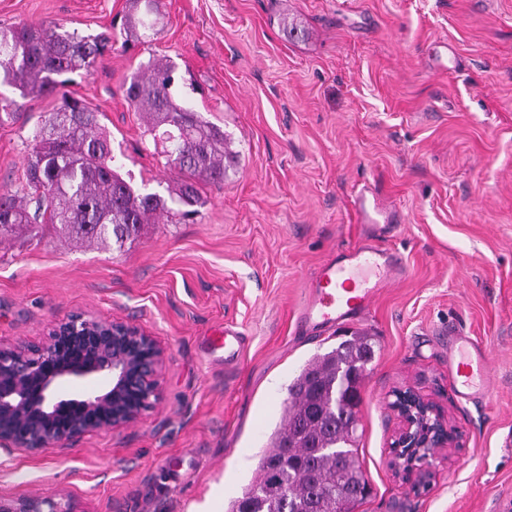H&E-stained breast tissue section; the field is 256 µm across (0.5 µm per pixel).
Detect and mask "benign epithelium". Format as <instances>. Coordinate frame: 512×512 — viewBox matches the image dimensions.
<instances>
[{
	"instance_id": "7a95c632",
	"label": "benign epithelium",
	"mask_w": 512,
	"mask_h": 512,
	"mask_svg": "<svg viewBox=\"0 0 512 512\" xmlns=\"http://www.w3.org/2000/svg\"><path fill=\"white\" fill-rule=\"evenodd\" d=\"M164 351L155 339L123 321L83 314L58 321L47 340L0 347V445L37 452L86 433L114 430L139 419L155 397ZM104 377L107 386L78 399H61L64 382ZM389 409L399 427L390 443L398 477L421 484L439 451L456 447L447 416L410 387L392 392ZM0 512H69L50 498H22Z\"/></svg>"
}]
</instances>
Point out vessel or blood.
Instances as JSON below:
<instances>
[{"label": "vessel or blood", "mask_w": 512, "mask_h": 512, "mask_svg": "<svg viewBox=\"0 0 512 512\" xmlns=\"http://www.w3.org/2000/svg\"><path fill=\"white\" fill-rule=\"evenodd\" d=\"M354 216L367 230L365 239L347 249L343 259L321 263L310 279L307 298L296 320L299 332L332 325L352 315L367 314L379 288L396 281L405 268L393 254L374 243L379 223H392L383 215L374 188H361L354 199ZM448 357L455 368L454 390L464 402L479 400L490 386L489 364L480 342L463 333L448 341Z\"/></svg>", "instance_id": "1"}]
</instances>
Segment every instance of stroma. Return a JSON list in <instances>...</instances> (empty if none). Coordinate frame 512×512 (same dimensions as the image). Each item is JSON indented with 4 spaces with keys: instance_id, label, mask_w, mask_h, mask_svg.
Wrapping results in <instances>:
<instances>
[{
    "instance_id": "stroma-1",
    "label": "stroma",
    "mask_w": 512,
    "mask_h": 512,
    "mask_svg": "<svg viewBox=\"0 0 512 512\" xmlns=\"http://www.w3.org/2000/svg\"><path fill=\"white\" fill-rule=\"evenodd\" d=\"M128 0H0V26L121 28ZM158 33L115 43L64 94L0 123V188L27 192L34 128L62 95L98 112L114 165L144 193L183 179L125 85L165 58L237 165L200 184L195 216L154 215L122 248L23 233L0 241V345L37 346L82 313L124 320L164 351L135 423L30 452L0 446V498L54 495L71 512H226L286 416L288 386L343 331L374 336L360 388L354 512H496L512 498V0H159ZM377 187L399 222L378 238L403 279L365 316L295 331L315 269L358 244L354 197ZM241 358L213 352L225 325ZM482 342L490 389L453 388L449 329ZM444 407L457 447L424 489L398 478L390 392Z\"/></svg>"
}]
</instances>
